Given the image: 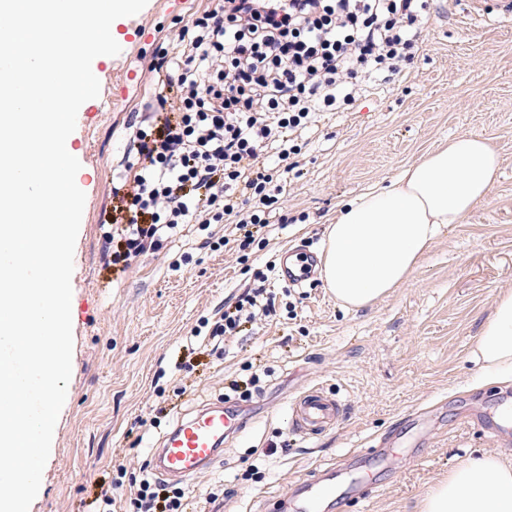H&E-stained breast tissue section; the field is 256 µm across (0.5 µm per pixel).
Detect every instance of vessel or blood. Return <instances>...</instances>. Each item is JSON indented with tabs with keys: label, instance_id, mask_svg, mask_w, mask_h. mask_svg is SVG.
Segmentation results:
<instances>
[{
	"label": "vessel or blood",
	"instance_id": "b4317fda",
	"mask_svg": "<svg viewBox=\"0 0 512 512\" xmlns=\"http://www.w3.org/2000/svg\"><path fill=\"white\" fill-rule=\"evenodd\" d=\"M468 15L489 21L491 13H512V0H498L495 10H488L485 0H470ZM317 261L304 249L286 250L278 269V278L289 285L300 287L313 279ZM344 413V402L335 394L320 388H311L296 397L290 404L289 430L302 440H309L335 427ZM246 428L245 420L223 402L203 404L178 416L173 429L159 441L153 451L154 470L161 477L183 481L210 465L224 451L227 439L240 435ZM329 467H322L319 476L308 480L314 496L307 512H319L323 501L333 490L321 482L329 474ZM378 487L368 481L351 482L345 490L343 504L364 503L374 497Z\"/></svg>",
	"mask_w": 512,
	"mask_h": 512
}]
</instances>
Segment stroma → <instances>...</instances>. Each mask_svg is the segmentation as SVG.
<instances>
[{
  "mask_svg": "<svg viewBox=\"0 0 512 512\" xmlns=\"http://www.w3.org/2000/svg\"><path fill=\"white\" fill-rule=\"evenodd\" d=\"M209 0H148L144 32L122 43L99 74L102 96L79 109L71 146L86 194L72 275V375L59 414L41 489L32 512H91L100 484L125 466V483L142 468L179 413L223 398L231 380L257 375L260 389L242 408L247 428L224 454L184 481L187 512H281L292 483L308 479L351 449L390 431L410 409L432 406L437 423L395 472L377 470V497L354 512H418L423 497L463 459L481 452L512 460L491 431L471 422L481 414L512 417V379L484 382L472 349L496 295L512 290V16L488 25L471 20L459 0H433L426 39L408 73L376 80L353 108L322 112L307 131L282 198V223L266 246L240 262L233 251L205 247L231 234L222 224H192L135 268L113 267L104 248L118 201L112 176L134 155L131 116L156 107L150 74L164 47L178 44L184 13ZM463 134L496 146L500 171L488 198L436 239L409 278L373 306L346 310L322 278L289 288L269 272L275 298L222 357L187 355L186 339L201 320L279 263L293 245L322 251L325 229L342 201L390 180L429 151ZM193 371L180 370L183 362ZM322 386L346 403L335 430L291 438L288 408L304 389ZM164 396L173 410L155 416ZM288 441L271 457L270 443ZM216 493L213 503L200 491Z\"/></svg>",
  "mask_w": 512,
  "mask_h": 512,
  "instance_id": "stroma-1",
  "label": "stroma"
}]
</instances>
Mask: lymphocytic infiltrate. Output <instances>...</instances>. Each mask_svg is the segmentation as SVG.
Masks as SVG:
<instances>
[{"label": "lymphocytic infiltrate", "mask_w": 512, "mask_h": 512, "mask_svg": "<svg viewBox=\"0 0 512 512\" xmlns=\"http://www.w3.org/2000/svg\"><path fill=\"white\" fill-rule=\"evenodd\" d=\"M428 16L429 0H213L155 69L159 108L140 113L136 161L116 175L113 264L131 267L191 223L234 224L232 250L252 248L280 211L267 155L288 162L316 113L348 110L375 75L404 76ZM255 279L225 304L211 339L272 312L265 274ZM112 487L127 488L130 512H185L184 488Z\"/></svg>", "instance_id": "1"}]
</instances>
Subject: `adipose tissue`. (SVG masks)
I'll list each match as a JSON object with an SVG mask.
<instances>
[{"label": "adipose tissue", "mask_w": 512, "mask_h": 512, "mask_svg": "<svg viewBox=\"0 0 512 512\" xmlns=\"http://www.w3.org/2000/svg\"><path fill=\"white\" fill-rule=\"evenodd\" d=\"M499 169L490 140L465 134L341 203L320 256L337 302L368 307L400 286L443 230L487 199ZM472 355L484 377L512 376V290L495 297ZM420 512H512V463L490 452L461 461L426 494Z\"/></svg>", "instance_id": "ef3b65f1"}]
</instances>
